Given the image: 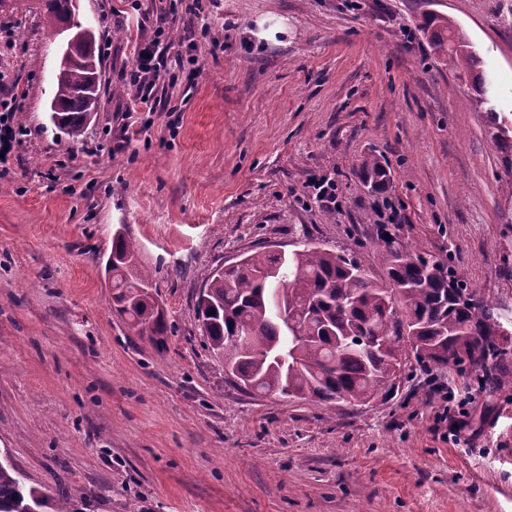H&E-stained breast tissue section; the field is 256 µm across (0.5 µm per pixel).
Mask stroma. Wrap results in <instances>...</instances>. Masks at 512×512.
Returning <instances> with one entry per match:
<instances>
[{"instance_id": "stroma-1", "label": "stroma", "mask_w": 512, "mask_h": 512, "mask_svg": "<svg viewBox=\"0 0 512 512\" xmlns=\"http://www.w3.org/2000/svg\"><path fill=\"white\" fill-rule=\"evenodd\" d=\"M195 1L190 47L170 9ZM425 12L465 32L485 92L416 32ZM76 18L104 75L72 139L48 118L64 36L36 0L0 6L18 131L0 164V454L70 512H512V387L440 369L466 400L458 433L418 364L368 405L261 396L226 381L196 316L213 270L266 246L309 242L383 281L386 226L512 317V0H78ZM156 37L169 72L148 112L124 72ZM321 176L335 210L309 194ZM120 227L164 346L112 309Z\"/></svg>"}]
</instances>
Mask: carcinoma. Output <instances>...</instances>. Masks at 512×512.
<instances>
[{
	"mask_svg": "<svg viewBox=\"0 0 512 512\" xmlns=\"http://www.w3.org/2000/svg\"><path fill=\"white\" fill-rule=\"evenodd\" d=\"M44 30L56 36L74 17L73 0H40ZM419 30L437 57L474 73L483 85L480 59L465 35L439 14L424 16ZM467 47L448 50V42ZM100 56L91 48L59 67L51 119L64 134L82 135L86 116L100 102ZM371 186L387 184L375 159L365 162ZM386 279L373 280L358 261L309 244L290 253L266 250L226 270H215L201 290L196 314L227 374L261 394L328 404L386 400L398 388L394 373L410 359L445 368L480 370L479 385L504 387L512 377L493 374L505 350L499 308L443 261L419 252L380 229L375 241ZM138 247L122 232L112 238V301L141 336L167 331L153 304L151 274L138 265ZM0 512H69L28 487L6 458L0 459Z\"/></svg>",
	"mask_w": 512,
	"mask_h": 512,
	"instance_id": "cac0c4a2",
	"label": "carcinoma"
}]
</instances>
